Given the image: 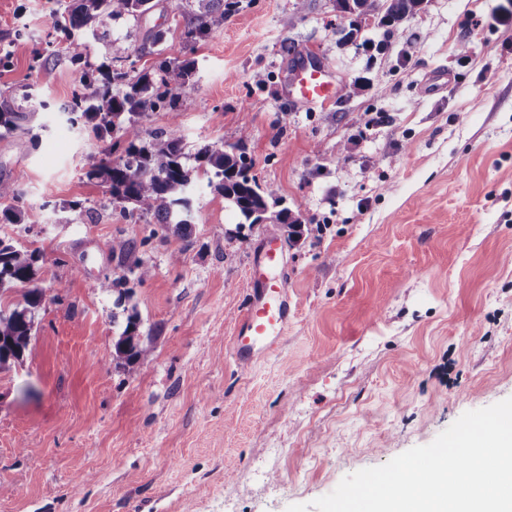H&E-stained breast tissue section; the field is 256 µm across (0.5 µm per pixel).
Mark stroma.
<instances>
[{
  "label": "stroma",
  "instance_id": "35a3bbf8",
  "mask_svg": "<svg viewBox=\"0 0 512 512\" xmlns=\"http://www.w3.org/2000/svg\"><path fill=\"white\" fill-rule=\"evenodd\" d=\"M294 2L240 0L197 45L191 108L148 112L142 137L178 129L192 170L199 144L242 142L301 217L296 242L244 224L194 171L189 236L124 215L87 175L107 141L63 110L82 65L52 27L60 0H0V108L35 94L32 122L0 131L24 213L0 214V237L39 250L41 286L60 293L0 367V512H317L345 476L512 397V5L427 0L350 44L330 0L290 25ZM196 10L152 0L114 22L122 69L176 57ZM312 50L337 91L325 110L284 83ZM118 237L151 268L128 281L149 353L125 369V321L98 288L130 265ZM273 237L292 317L244 372L231 341Z\"/></svg>",
  "mask_w": 512,
  "mask_h": 512
}]
</instances>
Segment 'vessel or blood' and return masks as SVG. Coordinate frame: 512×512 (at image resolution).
<instances>
[{"mask_svg":"<svg viewBox=\"0 0 512 512\" xmlns=\"http://www.w3.org/2000/svg\"><path fill=\"white\" fill-rule=\"evenodd\" d=\"M288 84L299 101L313 107H325L336 93L324 71L313 66L291 70ZM281 259V246L267 243L261 262L253 270V296L232 341V352L241 368H248L261 350L271 348L288 326L290 310L279 272Z\"/></svg>","mask_w":512,"mask_h":512,"instance_id":"b4317fda","label":"vessel or blood"}]
</instances>
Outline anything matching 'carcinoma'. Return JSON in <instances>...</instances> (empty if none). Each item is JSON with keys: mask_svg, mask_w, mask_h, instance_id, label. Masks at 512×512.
I'll use <instances>...</instances> for the list:
<instances>
[{"mask_svg": "<svg viewBox=\"0 0 512 512\" xmlns=\"http://www.w3.org/2000/svg\"><path fill=\"white\" fill-rule=\"evenodd\" d=\"M151 0H76V5L56 12L55 31L69 39L68 49L78 59L85 58L84 44L73 40L75 32L88 28L103 44L111 61L125 60V49L112 42L108 23L123 17L139 21L150 10ZM415 0H381L385 17L397 19L413 8ZM236 7L234 0H198V10L184 32L179 56L162 61L155 72H144L133 82L126 81L128 73L112 68L86 64L83 82L95 86L98 103L92 108L82 105V97L74 98L70 105L71 121L82 124L100 139L121 132L125 148L112 159L113 148L88 159L87 176L101 181L112 197V202L122 205V211L152 215L161 224L173 227L175 233L186 234L193 224L189 200L183 196L190 181L186 169L182 138L175 129L161 131L143 142L139 117L166 103L172 108H186L190 97L183 93L193 73V63L180 60L195 51L196 44L213 31L224 26L226 14ZM30 120L28 112H0V130L15 131ZM194 159L208 184L232 202L245 220L255 223L253 214L269 201L277 202V190L260 186L255 179L239 177L237 168L244 167V155L239 145L216 146L202 144L196 148ZM20 196L17 188L0 181V204H5L3 214L21 223ZM37 251H24L0 239V293L18 288L21 299L0 308V366L20 360L33 336L35 313L45 300L44 289L39 286L42 266ZM126 278L119 276L98 285L103 292L116 294L115 305L120 308L128 298L123 288ZM139 335L136 314L126 317L124 330L114 345L116 357L133 364L147 356V349L137 341Z\"/></svg>", "mask_w": 512, "mask_h": 512, "instance_id": "carcinoma-1", "label": "carcinoma"}]
</instances>
